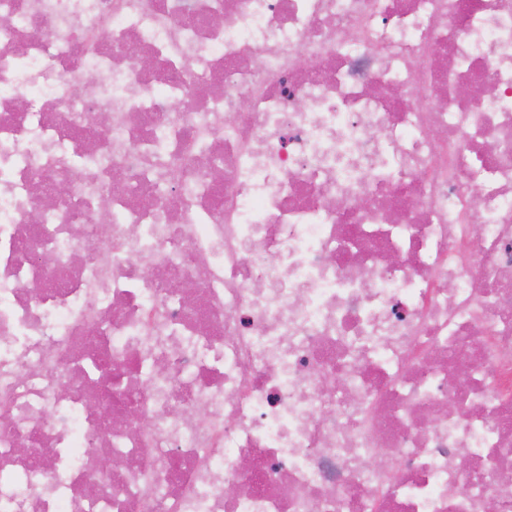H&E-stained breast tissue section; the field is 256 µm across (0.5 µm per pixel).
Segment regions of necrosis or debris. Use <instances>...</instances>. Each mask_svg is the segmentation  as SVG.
<instances>
[{
	"instance_id": "1",
	"label": "necrosis or debris",
	"mask_w": 512,
	"mask_h": 512,
	"mask_svg": "<svg viewBox=\"0 0 512 512\" xmlns=\"http://www.w3.org/2000/svg\"><path fill=\"white\" fill-rule=\"evenodd\" d=\"M4 399L0 512H512V0H0Z\"/></svg>"
}]
</instances>
